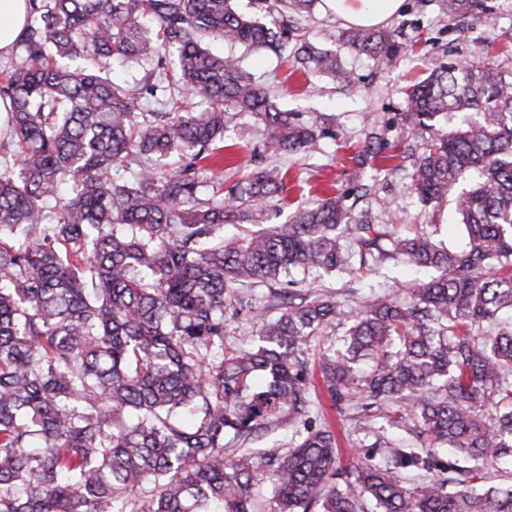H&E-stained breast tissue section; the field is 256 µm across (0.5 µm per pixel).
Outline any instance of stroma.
<instances>
[{
	"instance_id": "1",
	"label": "stroma",
	"mask_w": 512,
	"mask_h": 512,
	"mask_svg": "<svg viewBox=\"0 0 512 512\" xmlns=\"http://www.w3.org/2000/svg\"><path fill=\"white\" fill-rule=\"evenodd\" d=\"M441 0H404L398 15L388 20L400 53L391 65H384L365 54L348 51L338 39L345 23L336 17L327 0H318L314 11L301 20L309 39L316 45L335 51L353 80L341 85L330 76L297 71L292 60L260 49L233 47L247 72L271 90V96L284 110L298 113L306 124H322L332 116V136L318 139L306 151L282 154L272 148L263 124L252 114L237 115L224 136L225 155L233 157L234 168L225 169L224 184L232 186L245 171L255 167H280L286 173V188L276 204L272 223H287L299 208L312 204L324 194L348 190L347 173L353 157L370 133H377L388 144H400L403 130L398 123L404 110L406 87L425 77L426 66L433 61L466 62L474 47H484L490 59L506 76L512 77V0H484L490 25L474 26L467 20L449 17L440 7ZM381 173L377 194L372 201H359L358 209L369 210L377 224L410 233L423 227L437 232L452 244L463 241L460 229L452 224V203L442 209H422L408 190L413 164L396 156L387 161ZM415 272L406 264L387 261L381 269L367 272L359 267L330 276H307L295 284L297 293L317 292L334 296L344 308L354 309L366 299L389 295L401 288ZM255 312L229 318L224 338L226 349L249 345L263 318L276 315L269 301L267 286L254 289ZM312 404L305 422L285 423L272 428L253 442L254 447L286 452L301 439L306 422L330 423L340 450V467L349 470L361 452L375 440L385 437L404 446L415 444L414 435L387 425L378 408L364 411L350 405L337 406L319 387L310 391Z\"/></svg>"
}]
</instances>
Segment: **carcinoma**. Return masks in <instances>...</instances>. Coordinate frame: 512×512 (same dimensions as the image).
I'll return each mask as SVG.
<instances>
[{
    "instance_id": "carcinoma-1",
    "label": "carcinoma",
    "mask_w": 512,
    "mask_h": 512,
    "mask_svg": "<svg viewBox=\"0 0 512 512\" xmlns=\"http://www.w3.org/2000/svg\"><path fill=\"white\" fill-rule=\"evenodd\" d=\"M443 2L450 17L488 22L483 0ZM251 4L30 0L22 63L0 83L11 105L0 152L14 157L0 168V512H261L262 481L268 512H512V485L484 474L488 461L512 463V322H501L512 312V79L479 53L433 63L405 92L404 134L425 143L410 190L437 209L464 186V245L375 226L346 193L226 236L285 190L276 167L218 190L210 160L232 113L260 117L285 154L325 130L277 109L203 40L289 49L300 68L350 81L294 22L316 0ZM341 38L387 65L397 56L387 29ZM114 55L156 67L125 88L106 75ZM77 59L95 66L73 70ZM158 90L165 110L142 108ZM440 117L454 126L436 128ZM386 148L371 134L353 158L356 197L373 194L370 161ZM344 237L371 271L392 259L437 275L402 301L353 310L272 288L281 312L252 345L224 351L225 312L252 307L250 287L348 268ZM327 328L340 331L319 361L330 398L395 405L389 423L417 430L420 446L377 440L345 479L325 424L282 455L227 453L306 412L303 346Z\"/></svg>"
}]
</instances>
